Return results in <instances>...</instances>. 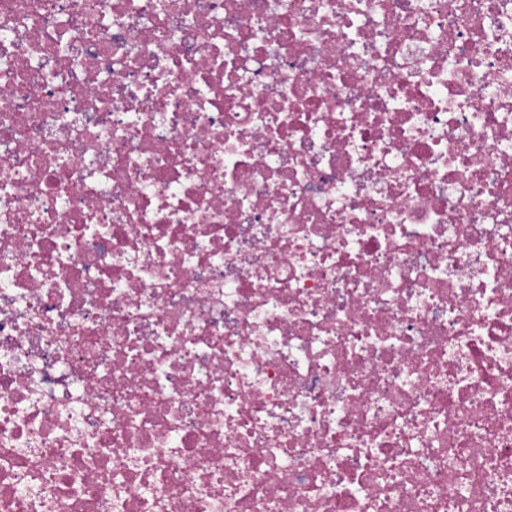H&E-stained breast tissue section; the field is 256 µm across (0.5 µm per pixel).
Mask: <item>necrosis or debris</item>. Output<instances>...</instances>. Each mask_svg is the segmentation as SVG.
Instances as JSON below:
<instances>
[{"label":"necrosis or debris","instance_id":"necrosis-or-debris-1","mask_svg":"<svg viewBox=\"0 0 512 512\" xmlns=\"http://www.w3.org/2000/svg\"><path fill=\"white\" fill-rule=\"evenodd\" d=\"M0 512H512V0H0Z\"/></svg>","mask_w":512,"mask_h":512}]
</instances>
